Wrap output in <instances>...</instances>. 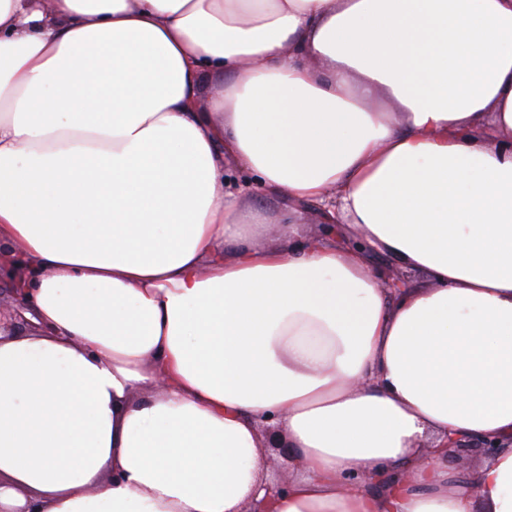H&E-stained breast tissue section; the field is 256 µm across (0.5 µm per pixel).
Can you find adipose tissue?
<instances>
[{
  "mask_svg": "<svg viewBox=\"0 0 512 512\" xmlns=\"http://www.w3.org/2000/svg\"><path fill=\"white\" fill-rule=\"evenodd\" d=\"M0 250V512H512V0H0ZM500 447L492 440L451 438L448 441V457L456 462L462 472H467L472 457H490L494 448Z\"/></svg>",
  "mask_w": 512,
  "mask_h": 512,
  "instance_id": "adipose-tissue-1",
  "label": "adipose tissue"
}]
</instances>
